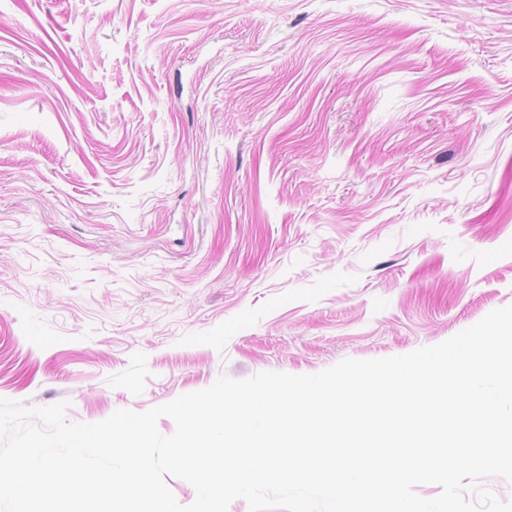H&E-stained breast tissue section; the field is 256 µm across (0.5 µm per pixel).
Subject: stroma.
Segmentation results:
<instances>
[{
    "mask_svg": "<svg viewBox=\"0 0 512 512\" xmlns=\"http://www.w3.org/2000/svg\"><path fill=\"white\" fill-rule=\"evenodd\" d=\"M512 305V0H0V398L96 423Z\"/></svg>",
    "mask_w": 512,
    "mask_h": 512,
    "instance_id": "stroma-1",
    "label": "stroma"
}]
</instances>
